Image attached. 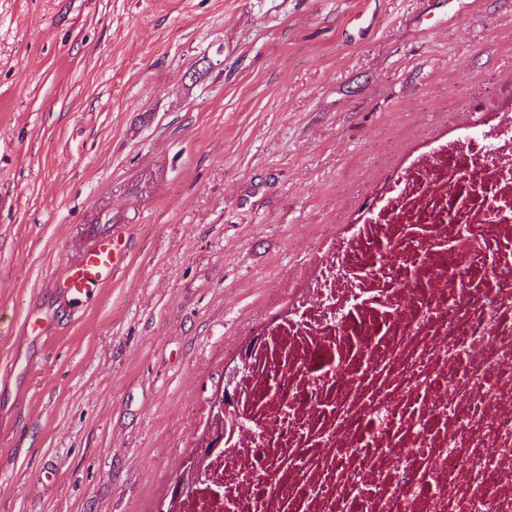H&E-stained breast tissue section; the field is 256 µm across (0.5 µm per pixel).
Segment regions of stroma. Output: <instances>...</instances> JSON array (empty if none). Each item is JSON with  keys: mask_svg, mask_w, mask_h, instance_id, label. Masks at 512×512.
Returning a JSON list of instances; mask_svg holds the SVG:
<instances>
[{"mask_svg": "<svg viewBox=\"0 0 512 512\" xmlns=\"http://www.w3.org/2000/svg\"><path fill=\"white\" fill-rule=\"evenodd\" d=\"M511 110L512 0H0V512H158L315 243ZM78 256L68 260L62 278L54 284L73 308L81 306L128 263L129 241L120 226H90Z\"/></svg>", "mask_w": 512, "mask_h": 512, "instance_id": "35a3bbf8", "label": "stroma"}]
</instances>
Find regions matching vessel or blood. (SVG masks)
Here are the masks:
<instances>
[{
    "instance_id": "b4317fda",
    "label": "vessel or blood",
    "mask_w": 512,
    "mask_h": 512,
    "mask_svg": "<svg viewBox=\"0 0 512 512\" xmlns=\"http://www.w3.org/2000/svg\"><path fill=\"white\" fill-rule=\"evenodd\" d=\"M85 243L77 257L67 261L57 288L72 306H81L127 264L130 251L126 233L120 226L88 227Z\"/></svg>"
}]
</instances>
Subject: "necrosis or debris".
I'll return each instance as SVG.
<instances>
[{"mask_svg":"<svg viewBox=\"0 0 512 512\" xmlns=\"http://www.w3.org/2000/svg\"><path fill=\"white\" fill-rule=\"evenodd\" d=\"M319 253L179 512H512V113L411 159Z\"/></svg>","mask_w":512,"mask_h":512,"instance_id":"4bbe7bcc","label":"necrosis or debris"}]
</instances>
